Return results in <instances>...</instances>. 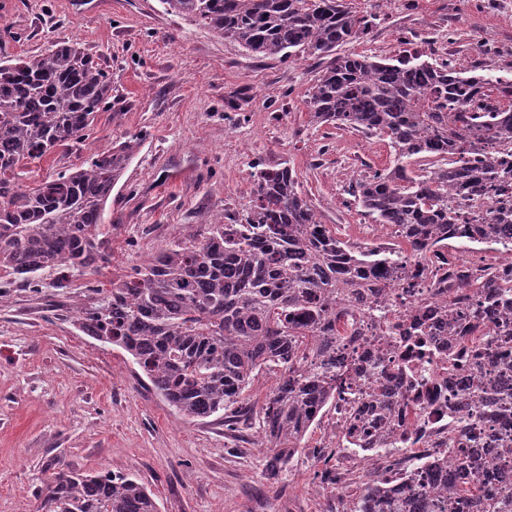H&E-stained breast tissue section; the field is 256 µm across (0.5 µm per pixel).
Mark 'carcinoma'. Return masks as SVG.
<instances>
[{"label":"carcinoma","instance_id":"cac0c4a2","mask_svg":"<svg viewBox=\"0 0 512 512\" xmlns=\"http://www.w3.org/2000/svg\"><path fill=\"white\" fill-rule=\"evenodd\" d=\"M184 16L262 57L327 61L309 90L314 124H332L388 140L391 165L354 179L351 196L396 244L355 248L321 222L298 190L288 162L256 164L253 199L241 220L220 218L179 237L105 286L85 288L72 309L79 331L125 352L179 417H224L255 427L273 456L269 472L290 465L328 406L349 427L345 448L387 452L401 444L392 422L391 388L354 384L362 368L350 355L366 319L400 329L411 356L429 349L426 324H393L371 302L412 288L409 262L423 264L429 285L456 288L449 321L473 296L485 312L512 308V265L464 278L448 252L456 240L500 245L512 253V211L479 224L458 223V199L473 213L485 193L512 192V79L464 75L446 63L403 55L377 61L339 56L369 33L345 0H161ZM112 97V74L78 41L34 57L0 59V275L38 289L40 271H57L53 287L98 273L111 254L105 223L112 190L138 153L131 136L83 158L36 186L19 179L29 163L89 131ZM275 383L263 400L243 396L259 374ZM470 403L479 416L512 413V353L475 377ZM502 448L499 487L484 491L471 461H454L458 481L437 496L417 485L410 496L388 479L366 484L353 512H512V436ZM476 443L470 428L452 429L448 447ZM40 512H158L135 474L52 472Z\"/></svg>","mask_w":512,"mask_h":512}]
</instances>
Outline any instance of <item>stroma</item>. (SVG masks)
Wrapping results in <instances>:
<instances>
[{
	"mask_svg": "<svg viewBox=\"0 0 512 512\" xmlns=\"http://www.w3.org/2000/svg\"><path fill=\"white\" fill-rule=\"evenodd\" d=\"M0 0V57L36 56L76 40L112 75V99L88 137L28 165L31 187L129 136L139 152L112 191L108 282L142 263L182 225L242 216L252 165L288 162L322 223L360 245L391 239L347 193L364 167H388L385 138L311 123L305 103L320 62L254 56L236 42L165 12L160 0ZM372 16L367 36L340 54H420L455 69L512 77V0H350ZM55 270L41 291L0 278V512H37L56 464L75 472L132 471L159 512H350L371 468L340 470L336 413L326 408L291 464L266 470L257 435L223 420H185L156 397L122 351L75 328L87 281L64 291Z\"/></svg>",
	"mask_w": 512,
	"mask_h": 512,
	"instance_id": "stroma-1",
	"label": "stroma"
}]
</instances>
